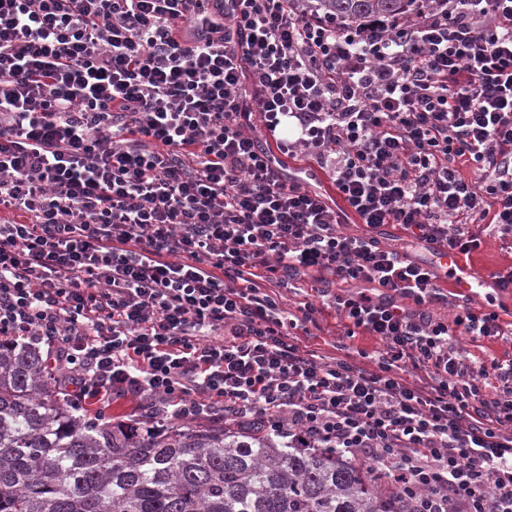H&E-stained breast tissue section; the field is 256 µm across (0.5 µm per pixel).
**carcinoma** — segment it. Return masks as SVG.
I'll return each instance as SVG.
<instances>
[{"label":"carcinoma","mask_w":512,"mask_h":512,"mask_svg":"<svg viewBox=\"0 0 512 512\" xmlns=\"http://www.w3.org/2000/svg\"><path fill=\"white\" fill-rule=\"evenodd\" d=\"M409 0H309L338 19ZM342 453L273 432L175 426L148 435L60 405L34 348L0 344V512H410Z\"/></svg>","instance_id":"1"}]
</instances>
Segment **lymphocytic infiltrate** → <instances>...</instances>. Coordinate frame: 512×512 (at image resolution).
<instances>
[{
    "label": "lymphocytic infiltrate",
    "mask_w": 512,
    "mask_h": 512,
    "mask_svg": "<svg viewBox=\"0 0 512 512\" xmlns=\"http://www.w3.org/2000/svg\"><path fill=\"white\" fill-rule=\"evenodd\" d=\"M388 224L436 257L512 237V0L357 23L303 0H0V343L44 350L73 406L136 400L151 433L223 415L371 463L417 512H512V358L457 348L512 328L434 319L437 270L382 246ZM305 277L361 284L329 304L380 342L371 367L294 335L318 308L278 291ZM306 169H308V168H305V166L302 162L295 161V160H290V162H289V160H288V167H287L288 174H289V172L292 174L296 173V172H303L299 175L301 177H303V179H304L303 184L306 187H308L311 190L321 192L328 197L336 199V189L334 188L332 183L326 177H324L322 174H320L318 171H314V172H316V175L306 177L305 176Z\"/></svg>",
    "instance_id": "obj_1"
}]
</instances>
